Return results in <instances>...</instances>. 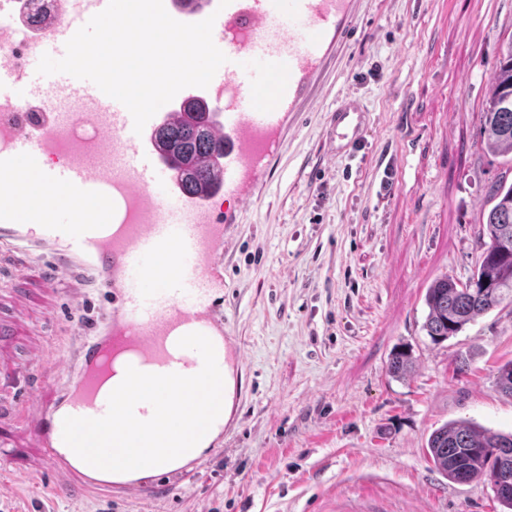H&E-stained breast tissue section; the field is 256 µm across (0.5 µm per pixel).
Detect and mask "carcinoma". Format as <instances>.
Listing matches in <instances>:
<instances>
[{"label":"carcinoma","mask_w":512,"mask_h":512,"mask_svg":"<svg viewBox=\"0 0 512 512\" xmlns=\"http://www.w3.org/2000/svg\"><path fill=\"white\" fill-rule=\"evenodd\" d=\"M188 120L162 126L156 136L172 154L174 162L191 157H206L219 152L203 130L206 112L197 104L188 106ZM480 148L512 165V37L498 47L494 75L488 97L479 111ZM212 169L203 164L195 170L185 188L199 193L210 183ZM483 212L482 234L488 242L472 275L464 282L452 277L433 280L426 289L424 302L428 313L423 324L426 335L442 342L457 335L477 318L512 303V184L500 180L489 190ZM415 367L410 350H395L388 370L404 377ZM496 386L512 398V362L499 369ZM512 446V433H499L468 421H452L435 429L427 440V454L434 468L449 481L467 484L490 479L501 467L512 465V456L504 459L501 448Z\"/></svg>","instance_id":"obj_1"}]
</instances>
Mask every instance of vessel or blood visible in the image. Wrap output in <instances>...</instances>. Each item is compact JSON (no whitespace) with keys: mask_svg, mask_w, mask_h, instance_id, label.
<instances>
[{"mask_svg":"<svg viewBox=\"0 0 512 512\" xmlns=\"http://www.w3.org/2000/svg\"><path fill=\"white\" fill-rule=\"evenodd\" d=\"M177 21L196 23L214 17L213 40L227 56L208 87H188L162 106L135 133L133 119L119 101L94 83L59 74L48 88L29 96L87 97L94 111L37 112L24 117L0 114V238L33 242L68 269L88 266L113 297L102 329L80 348L61 388L57 405L41 410L32 429L55 470L67 483L105 491L122 489L111 472L93 475L64 453L66 417L100 418L108 411L98 378L107 358L125 350L137 370L148 374H197L201 356L183 349L184 335L201 333L224 358L238 354L224 336V314L213 292L223 283L224 227L216 214L221 196L251 202L284 148L285 124L311 91L312 79L327 60L328 42L340 39L354 11V0H163ZM108 0H93L75 12L69 0L47 26L45 37L56 56ZM202 101L206 129L223 149L212 164L217 177L206 192H186L184 183L196 164H172L156 131L184 119L186 103ZM331 154L349 153L361 141L367 113L347 96L332 111ZM25 160L47 189L72 200L53 220L42 217L46 201L28 197L16 178ZM94 197L99 214L85 212Z\"/></svg>","mask_w":512,"mask_h":512,"instance_id":"1","label":"vessel or blood"}]
</instances>
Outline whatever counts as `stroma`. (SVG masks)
Masks as SVG:
<instances>
[{
  "label": "stroma",
  "mask_w": 512,
  "mask_h": 512,
  "mask_svg": "<svg viewBox=\"0 0 512 512\" xmlns=\"http://www.w3.org/2000/svg\"><path fill=\"white\" fill-rule=\"evenodd\" d=\"M512 0H355L346 34L288 121L254 201L218 204L224 333L240 354L223 433L204 454L114 498L63 487L26 422L52 406L68 360L104 304L93 272L0 247V512H502L490 482L457 484L426 455L466 419L512 431L496 390L512 360V305L435 343L427 286L478 261L490 186L512 166L479 148V110ZM369 125L331 156L344 97ZM413 348L406 379L395 347ZM414 367L415 359L409 349H397L389 358L388 370L394 377L407 376L413 371Z\"/></svg>",
  "instance_id": "stroma-1"
}]
</instances>
